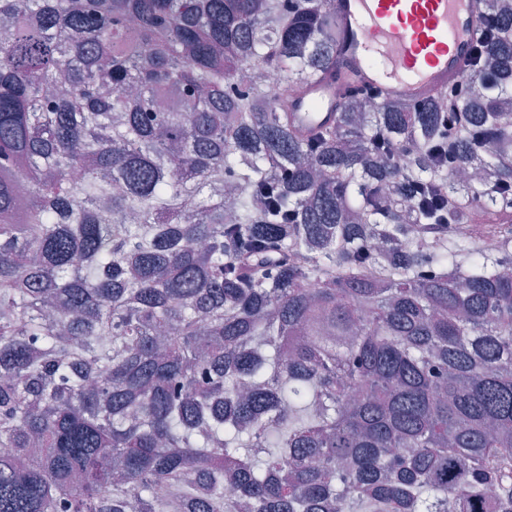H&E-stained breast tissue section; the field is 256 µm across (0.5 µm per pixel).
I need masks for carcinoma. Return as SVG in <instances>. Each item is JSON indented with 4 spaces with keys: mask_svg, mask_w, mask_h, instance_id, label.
Returning a JSON list of instances; mask_svg holds the SVG:
<instances>
[{
    "mask_svg": "<svg viewBox=\"0 0 512 512\" xmlns=\"http://www.w3.org/2000/svg\"><path fill=\"white\" fill-rule=\"evenodd\" d=\"M459 108L331 0H0V512H512V0ZM277 74L281 84L268 78ZM414 182L458 203L418 237Z\"/></svg>",
    "mask_w": 512,
    "mask_h": 512,
    "instance_id": "carcinoma-1",
    "label": "carcinoma"
}]
</instances>
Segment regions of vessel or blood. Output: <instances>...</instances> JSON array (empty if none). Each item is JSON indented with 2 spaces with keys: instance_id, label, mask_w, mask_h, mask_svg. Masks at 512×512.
<instances>
[{
  "instance_id": "obj_1",
  "label": "vessel or blood",
  "mask_w": 512,
  "mask_h": 512,
  "mask_svg": "<svg viewBox=\"0 0 512 512\" xmlns=\"http://www.w3.org/2000/svg\"><path fill=\"white\" fill-rule=\"evenodd\" d=\"M481 0H333L337 80L312 91L290 118L301 128L334 123L345 84L381 97L419 102L447 91L466 73Z\"/></svg>"
}]
</instances>
